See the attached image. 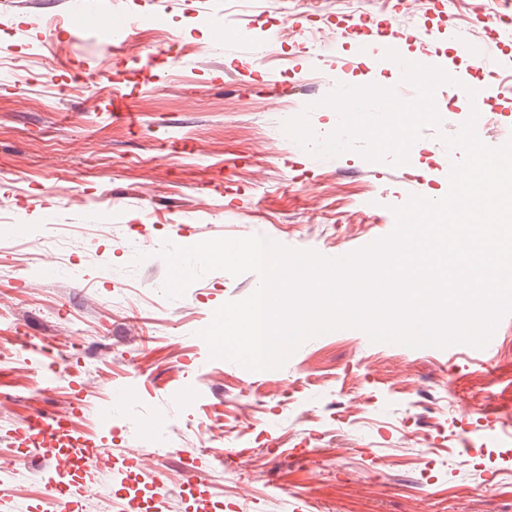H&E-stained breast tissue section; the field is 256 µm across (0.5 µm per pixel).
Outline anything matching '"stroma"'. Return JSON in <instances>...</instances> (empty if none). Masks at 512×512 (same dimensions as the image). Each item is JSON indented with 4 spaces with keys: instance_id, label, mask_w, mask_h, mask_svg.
<instances>
[{
    "instance_id": "obj_1",
    "label": "stroma",
    "mask_w": 512,
    "mask_h": 512,
    "mask_svg": "<svg viewBox=\"0 0 512 512\" xmlns=\"http://www.w3.org/2000/svg\"><path fill=\"white\" fill-rule=\"evenodd\" d=\"M73 2L0 0V180L16 188L0 219V454L19 471L0 512H52L51 460L25 459L12 439L34 413L70 416L112 454L90 461L76 512H120L128 459L163 480V512H512V313L489 353L344 328L251 371L211 358L198 332L258 275L216 271L172 300L164 260L134 240L148 219L175 244L262 235L334 259L389 235L410 196L447 193L463 153L437 162V135L457 132L469 100L438 96L440 126L398 167L319 157L284 122L305 110L327 136L337 82L396 80L342 69L358 14L391 26L405 57L473 74L457 34L484 42L486 15L512 23V0H124L165 29L121 49L70 23ZM496 55L501 97L478 131L492 147L512 134V38ZM121 95L136 123L114 116ZM51 370L59 381L41 393ZM464 427L491 430L483 453L461 444ZM228 451L236 470L219 464ZM188 465L204 487L185 484Z\"/></svg>"
}]
</instances>
